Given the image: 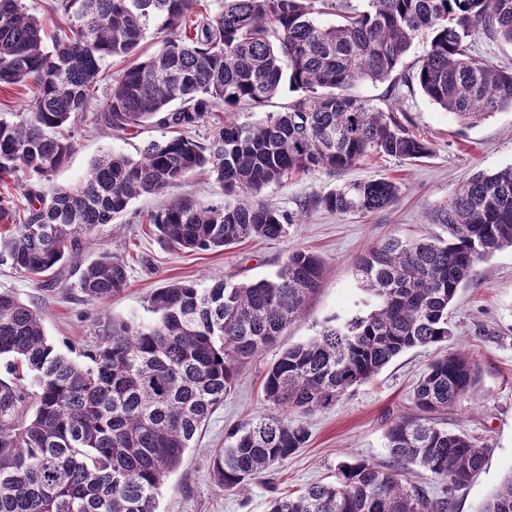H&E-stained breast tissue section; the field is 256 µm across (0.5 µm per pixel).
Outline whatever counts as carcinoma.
Instances as JSON below:
<instances>
[{"label": "carcinoma", "mask_w": 512, "mask_h": 512, "mask_svg": "<svg viewBox=\"0 0 512 512\" xmlns=\"http://www.w3.org/2000/svg\"><path fill=\"white\" fill-rule=\"evenodd\" d=\"M70 33L45 48V31L24 0H0V85L31 92L20 120L0 118V181L24 169L28 208L16 222L0 197V247L34 279L54 275L95 229L131 202L187 175L215 177L234 203L183 197L151 217L175 252L277 240L312 208L372 213L392 206L400 186L347 183L285 215L259 199L292 174L348 169L371 156L419 160L428 141L351 93L360 81L418 89L464 125L512 110V69L472 52L478 30L512 44V0H56ZM331 14L325 25L315 16ZM149 33L159 47L140 50ZM428 35L413 77L392 78L414 41ZM112 79L95 123L113 133L146 122L181 131L211 112L262 105L283 87L298 93L285 112L217 127L209 143L180 134L150 141L139 159H95L76 187L44 194L41 182L67 161L65 134L91 104L109 61ZM448 238L390 237L355 267L369 310L324 322L310 340L267 368L269 410L227 432L210 459L213 478L244 495L253 480L302 448L301 417L336 405L395 358L438 347L410 395V413L384 432L393 465L346 462L336 479L274 497L267 512H452L453 493L483 468L486 449L443 426L475 384L469 355L448 351L449 309L490 255L512 249V166L481 171L430 215ZM321 259L292 251L273 275L246 282L171 281L149 299L150 321L112 320L77 363L48 340L40 312L0 292V512H157L159 490L201 427L224 402L239 369L277 343L320 287ZM86 300L106 302L128 282L109 248L76 268ZM33 400L25 418L22 407ZM418 467L438 483L430 496L410 485ZM482 512H512V472Z\"/></svg>", "instance_id": "1"}]
</instances>
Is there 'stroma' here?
Instances as JSON below:
<instances>
[{
	"label": "stroma",
	"mask_w": 512,
	"mask_h": 512,
	"mask_svg": "<svg viewBox=\"0 0 512 512\" xmlns=\"http://www.w3.org/2000/svg\"><path fill=\"white\" fill-rule=\"evenodd\" d=\"M355 95L379 106H393L415 133L428 140L433 152L411 163L371 157L347 170L295 174L265 187L261 200L281 211H295L300 199L344 183L376 178L401 186L398 200L379 213L336 214L324 209L303 216L277 241L248 240L217 251L174 253L161 243L151 216L166 202L195 197L221 203L225 195L213 177L188 176L163 194L134 200L127 212L100 226L79 255L94 260L100 246L116 245L128 265V284L104 303L81 297L71 265H62L55 281L35 283L18 274L0 251V292L9 291L41 313L46 334L56 350L75 361L98 342L112 319L149 318L151 293L169 280L200 282L223 278L249 281L277 271L294 249L308 250L323 262L318 292L302 319L293 322L278 345L269 347L238 372L230 392L211 415L180 467L160 489L158 512H267L272 496L312 483L332 481L341 462L366 460L388 464L386 427L409 405L421 373L437 355L432 348L401 354L377 376L357 386L336 406L307 416L309 439L273 472L254 480L247 495L217 487L209 459L224 445L226 433L255 415L267 412L263 379L282 348L314 336L329 319L346 321L363 311V293L354 266L368 245L388 236H445L444 227L429 223V212L480 171L512 166V110L494 113L465 126L419 90L402 89L390 98L384 83L360 82ZM74 148L67 163L49 181L44 193L82 181L92 161L106 152L138 157L143 146L166 137L165 129L146 125L120 136L99 131L91 114L71 126ZM453 336L449 348H465L476 367L470 394L446 416L449 430L461 431L487 450L483 469L454 494V512H479L483 503L512 473V249L488 257L476 267L473 281L453 302Z\"/></svg>",
	"instance_id": "stroma-1"
}]
</instances>
